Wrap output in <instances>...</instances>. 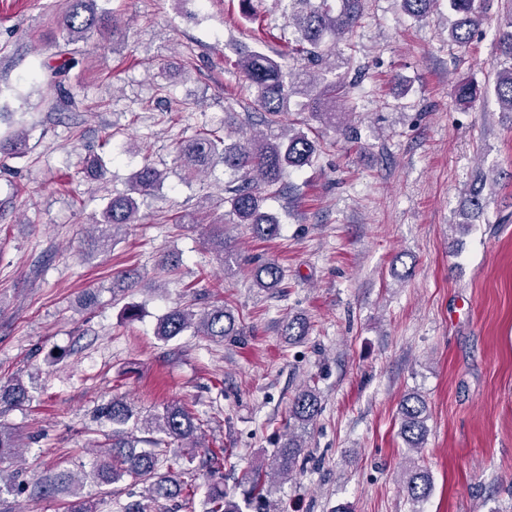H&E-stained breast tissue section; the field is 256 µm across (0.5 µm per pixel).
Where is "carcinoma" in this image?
<instances>
[{
    "instance_id": "carcinoma-1",
    "label": "carcinoma",
    "mask_w": 512,
    "mask_h": 512,
    "mask_svg": "<svg viewBox=\"0 0 512 512\" xmlns=\"http://www.w3.org/2000/svg\"><path fill=\"white\" fill-rule=\"evenodd\" d=\"M434 0H401L403 11L420 20L429 13ZM456 19L449 30L450 40L460 48L470 43L474 32L482 25L484 15L476 0H448ZM361 0H341L335 10L329 0H288V22L295 27L298 40L294 53L303 61L302 72H295L285 63L281 53L269 55L259 50H243L238 65L254 87L255 112L265 130L258 136L231 140L213 130H203L182 141L176 148L174 164L189 180L205 173L218 163L231 179L224 182V203L235 224H248L260 237L272 239L279 235L281 224L264 211V203L281 192V181L292 170L313 165L319 151L316 139L302 129L285 128L284 118L290 112L291 98L303 94L309 98L304 107L315 121L334 126L340 123L342 113L336 111V101L344 100L343 85L332 79L318 93H311L308 77L323 72L328 51L322 48L323 37L330 32L340 39L350 35L360 18ZM59 28L64 46L70 55L62 56L59 64L49 67V82L56 85L80 64L79 52L71 45L85 42L92 35L112 32V41L123 39V33L109 12L98 7V0H69L62 13ZM497 41L502 51L512 56V13L504 15L498 25ZM480 93L471 81H461L454 87L459 103H469ZM493 93L500 107L512 112V67L496 72ZM23 133L15 132L0 141V152L17 156L23 154ZM167 172L146 162L137 170L126 192L108 199L100 219L94 227L97 235L86 240L87 252H101L109 242L117 241L127 233L128 226L138 222L141 203L160 188ZM207 249L224 261V271L232 270L233 253L224 235V225H213L207 239ZM254 283L259 288H282V268L274 261H265L252 269ZM200 336L219 341L241 335V328L233 311L225 304L211 305L199 318L185 308H173L158 319L155 336L170 341L188 329ZM29 402L26 386L18 379L0 384V404L21 408ZM322 412L321 400L314 387L305 385L292 399L290 419L298 432L288 433L273 451V464L281 475H290L297 467L303 450L302 438ZM98 416L112 424L108 434L106 457L96 466L99 486H108L128 476L133 485L143 487V494L135 496L122 506L121 512H148V502L164 498L176 502L177 509L190 508L198 491L196 469L190 467L191 455H178L172 445L202 448L208 462L218 460L216 452L204 446L200 434L203 421L185 404L173 402L160 414L145 418L134 406L122 398H113L97 410ZM399 435L411 451L422 448L427 435V405L417 394H409L400 402ZM19 447L16 430L0 422V458L11 456ZM170 463L165 473L159 472L162 463ZM243 500L237 501L224 483L211 479L204 492V512H270L272 493L267 473L253 468L243 474ZM407 498L419 503L432 489L428 469L411 460L402 477ZM75 476L58 472L31 488L12 481L0 483V494L7 491L20 495L26 491L39 494L68 492L74 497L68 512H95V504L75 491Z\"/></svg>"
}]
</instances>
